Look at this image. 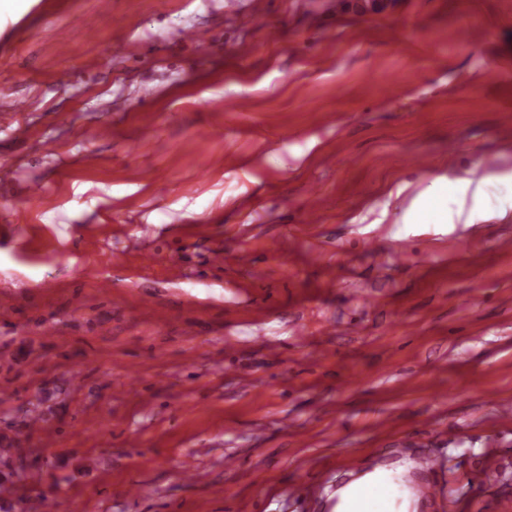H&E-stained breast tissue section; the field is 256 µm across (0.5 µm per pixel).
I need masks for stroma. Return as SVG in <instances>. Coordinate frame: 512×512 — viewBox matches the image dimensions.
<instances>
[{
	"mask_svg": "<svg viewBox=\"0 0 512 512\" xmlns=\"http://www.w3.org/2000/svg\"><path fill=\"white\" fill-rule=\"evenodd\" d=\"M224 2L0 12V512H496L512 0ZM444 494L442 486L430 480L406 485L401 476H385L374 484H368L357 491L366 507L356 512H400V505L406 497L412 501H429ZM380 497H384L389 508L377 507Z\"/></svg>",
	"mask_w": 512,
	"mask_h": 512,
	"instance_id": "1",
	"label": "stroma"
}]
</instances>
